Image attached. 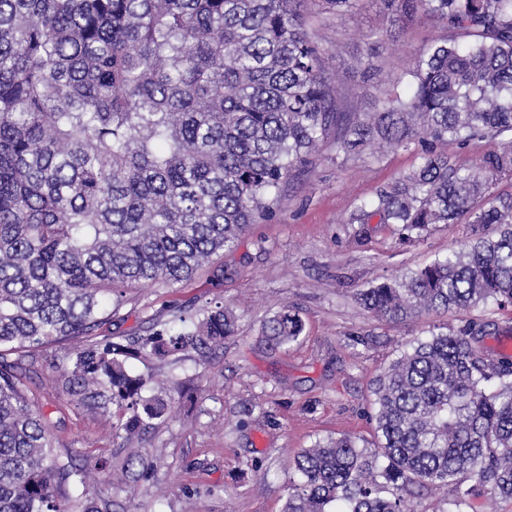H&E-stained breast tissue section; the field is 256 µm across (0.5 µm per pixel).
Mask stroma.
Masks as SVG:
<instances>
[{
    "instance_id": "1",
    "label": "stroma",
    "mask_w": 512,
    "mask_h": 512,
    "mask_svg": "<svg viewBox=\"0 0 512 512\" xmlns=\"http://www.w3.org/2000/svg\"><path fill=\"white\" fill-rule=\"evenodd\" d=\"M307 15L310 33L329 53L344 112L375 111L379 85L397 80L443 34L425 17L391 26L375 0L342 18L313 7ZM419 152L415 144L354 156L328 140L310 167L289 178L273 216L251 225L234 251L175 287L126 289L111 327L118 339L144 335L152 318L192 317L217 305L238 317L236 336L207 359L130 360L133 371L156 372L185 392L184 407L141 444L153 460L149 479L125 480L118 440L97 414L66 402L51 384L71 341L33 351L27 382L53 423L56 452L112 469L111 481L95 485L97 501L116 502L123 512H282L300 449L351 434L374 454L371 382L429 322L376 320L355 294L459 248L470 235L468 225L444 224L403 245L396 225L349 223L362 200L418 166ZM284 304L304 331L288 349L273 351L260 329Z\"/></svg>"
}]
</instances>
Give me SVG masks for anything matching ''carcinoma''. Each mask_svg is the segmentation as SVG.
<instances>
[{"mask_svg":"<svg viewBox=\"0 0 512 512\" xmlns=\"http://www.w3.org/2000/svg\"><path fill=\"white\" fill-rule=\"evenodd\" d=\"M309 1L338 17L364 2L0 0V512H110L90 497L91 470L54 453L22 359L7 356L77 340L56 366L62 394L111 420L126 475L147 477L133 444L177 413L180 390L128 361L202 359L236 335L237 316L155 319L122 344L106 333L122 289L171 288L235 249L331 136L348 155L421 147L417 168L348 223L397 224L403 244L439 224L472 233L360 290L368 314L512 308V193L492 191L512 177V0H379L391 25L421 14L444 34L360 116L339 111L327 53L305 28ZM486 139L473 168L438 150ZM303 331L284 305L261 336L278 350ZM498 334L488 320L414 338L372 382L378 453L351 436L302 449L283 512H418L421 492L450 485L448 512H465L467 481L512 500V353L482 347Z\"/></svg>","mask_w":512,"mask_h":512,"instance_id":"cac0c4a2","label":"carcinoma"}]
</instances>
